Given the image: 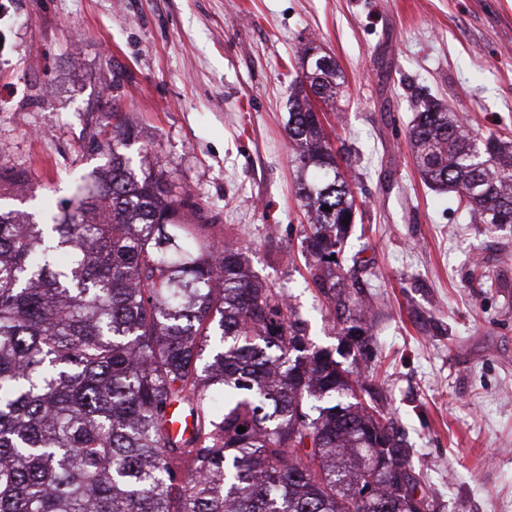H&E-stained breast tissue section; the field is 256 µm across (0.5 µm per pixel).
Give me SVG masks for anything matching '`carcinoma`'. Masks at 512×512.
Wrapping results in <instances>:
<instances>
[{
    "instance_id": "cac0c4a2",
    "label": "carcinoma",
    "mask_w": 512,
    "mask_h": 512,
    "mask_svg": "<svg viewBox=\"0 0 512 512\" xmlns=\"http://www.w3.org/2000/svg\"><path fill=\"white\" fill-rule=\"evenodd\" d=\"M301 57L286 133L306 268L360 353L357 261L341 267L355 201L312 101L335 104L345 77ZM130 135L115 126L108 167L51 221L0 208V512H429L371 385L310 342L243 244L205 232L196 203L124 153ZM409 144L472 223L512 224L511 139L432 101ZM173 406L191 418L178 433Z\"/></svg>"
}]
</instances>
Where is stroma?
<instances>
[{
  "instance_id": "obj_1",
  "label": "stroma",
  "mask_w": 512,
  "mask_h": 512,
  "mask_svg": "<svg viewBox=\"0 0 512 512\" xmlns=\"http://www.w3.org/2000/svg\"><path fill=\"white\" fill-rule=\"evenodd\" d=\"M310 42L346 78L327 132L351 153L349 241L373 263L371 383L435 512H512V226L465 223L408 144L429 98L512 137V0H0V204L57 210L125 124L128 155L157 158L337 348L284 131ZM475 259L496 287L470 280Z\"/></svg>"
}]
</instances>
